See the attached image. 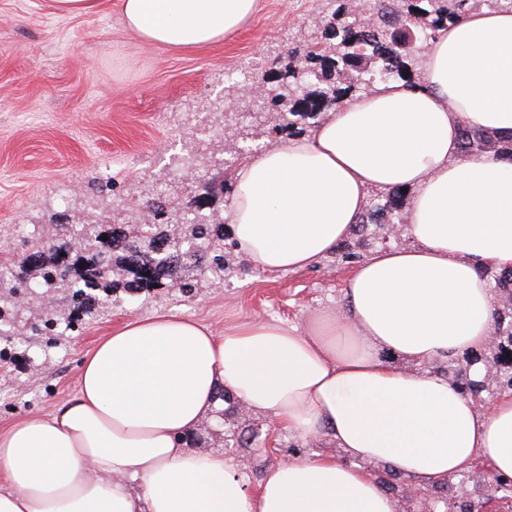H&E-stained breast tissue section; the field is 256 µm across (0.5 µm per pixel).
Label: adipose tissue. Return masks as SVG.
I'll list each match as a JSON object with an SVG mask.
<instances>
[{
	"label": "adipose tissue",
	"instance_id": "ef3b65f1",
	"mask_svg": "<svg viewBox=\"0 0 512 512\" xmlns=\"http://www.w3.org/2000/svg\"><path fill=\"white\" fill-rule=\"evenodd\" d=\"M257 0H121L126 26L176 49L239 30ZM470 126L512 139V11L449 25L413 87L346 99L311 136L237 170L224 216L258 272L297 271L349 239L373 189H407L408 246L358 266L346 303L307 326L252 319L216 333L177 314L135 318L87 354L76 394L0 430V512H397L367 471L443 482L483 464L512 476V396L481 408L429 371L485 350L495 298L483 269L512 268V163L464 155ZM302 439L348 455L291 458L247 491L220 451L189 448L222 391Z\"/></svg>",
	"mask_w": 512,
	"mask_h": 512
}]
</instances>
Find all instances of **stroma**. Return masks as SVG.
I'll return each instance as SVG.
<instances>
[{
  "label": "stroma",
  "instance_id": "stroma-1",
  "mask_svg": "<svg viewBox=\"0 0 512 512\" xmlns=\"http://www.w3.org/2000/svg\"><path fill=\"white\" fill-rule=\"evenodd\" d=\"M322 32L318 0H260L236 34L179 50L144 44L125 26L120 0H98L77 15L52 0H0V262L18 261L32 233L48 241L63 224L137 223L156 196L187 210L190 189L167 167L174 154L194 159L210 188L204 212L223 217L224 174L211 160L289 138L257 133L241 96L245 73L281 70L289 41ZM353 271L330 256L296 272L249 268L221 284L203 278L187 294L118 287L122 304L51 338L29 331L38 311L22 309L14 360L0 369V428L73 396L83 358L125 321L171 312L219 333L255 317L300 326L312 312L343 307ZM224 406L222 427L203 424L194 441L233 459L249 491L285 459L343 454L330 439H301L233 401Z\"/></svg>",
  "mask_w": 512,
  "mask_h": 512
}]
</instances>
